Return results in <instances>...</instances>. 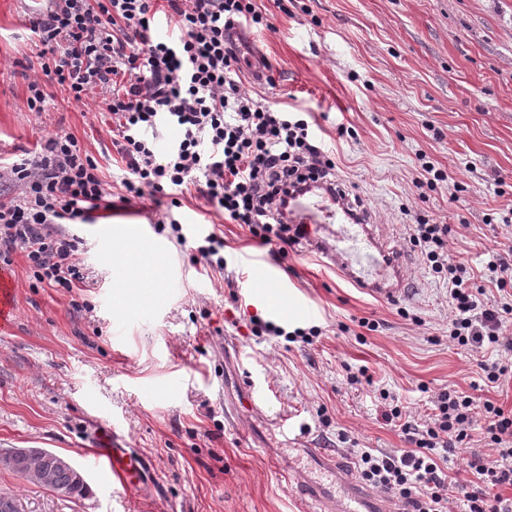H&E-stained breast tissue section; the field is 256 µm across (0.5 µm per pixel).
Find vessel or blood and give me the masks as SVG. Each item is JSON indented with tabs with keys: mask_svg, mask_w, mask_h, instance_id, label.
<instances>
[{
	"mask_svg": "<svg viewBox=\"0 0 512 512\" xmlns=\"http://www.w3.org/2000/svg\"><path fill=\"white\" fill-rule=\"evenodd\" d=\"M288 221L307 226L312 249L330 261L350 285L390 304L409 298L411 290L404 274V257L376 233L367 212L351 214L331 194L313 191L293 200ZM251 281L260 286L272 310L285 312L288 290L274 272L259 262H252ZM13 317V288L0 274V329L10 327ZM267 402L266 394L249 385L241 393L225 394L224 412L234 414L243 405L258 411ZM310 454L317 460L320 471L330 475L331 480L325 483L289 471V487L305 502L317 506L319 512H384L380 498L371 489L341 470L335 449L314 448ZM90 455L102 477L118 480L126 490L139 489L147 476L144 457L135 449L122 447L113 430L95 435Z\"/></svg>",
	"mask_w": 512,
	"mask_h": 512,
	"instance_id": "b4317fda",
	"label": "vessel or blood"
}]
</instances>
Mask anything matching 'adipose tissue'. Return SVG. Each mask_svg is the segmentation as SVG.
Listing matches in <instances>:
<instances>
[{"label":"adipose tissue","mask_w":512,"mask_h":512,"mask_svg":"<svg viewBox=\"0 0 512 512\" xmlns=\"http://www.w3.org/2000/svg\"><path fill=\"white\" fill-rule=\"evenodd\" d=\"M112 247L114 276L127 296L140 297L142 292L159 288L164 269L156 256L143 243L130 239L120 227L113 228Z\"/></svg>","instance_id":"adipose-tissue-1"}]
</instances>
